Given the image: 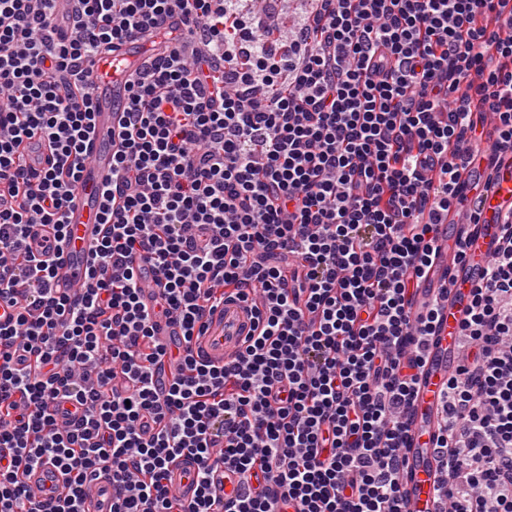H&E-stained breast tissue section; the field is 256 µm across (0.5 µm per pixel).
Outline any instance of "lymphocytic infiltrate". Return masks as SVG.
Here are the masks:
<instances>
[{"label":"lymphocytic infiltrate","instance_id":"f902f5d3","mask_svg":"<svg viewBox=\"0 0 512 512\" xmlns=\"http://www.w3.org/2000/svg\"><path fill=\"white\" fill-rule=\"evenodd\" d=\"M239 2L0 0V512H85L99 476L112 512H402L439 315L413 313L412 286L480 189L468 167L512 152V0H309L277 50V18ZM134 38L155 49L128 80L86 281L62 292L32 228L65 242L88 66ZM497 221L438 396L437 512H512V208ZM227 300L256 326L217 365L193 340ZM46 461L69 491L35 502ZM220 468L239 477L223 500ZM190 468L191 466L185 463H178L171 468L170 490L184 502H190L195 496L196 485L186 473V470Z\"/></svg>","mask_w":512,"mask_h":512}]
</instances>
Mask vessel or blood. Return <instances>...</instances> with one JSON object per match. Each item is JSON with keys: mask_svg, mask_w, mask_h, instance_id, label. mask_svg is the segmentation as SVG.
I'll return each mask as SVG.
<instances>
[{"mask_svg": "<svg viewBox=\"0 0 512 512\" xmlns=\"http://www.w3.org/2000/svg\"><path fill=\"white\" fill-rule=\"evenodd\" d=\"M140 65L141 56L123 46L119 55L104 53L93 61L90 70L94 83V134L87 144L88 164L83 170L73 199L66 212L69 233L57 270L55 285L74 288L86 278L91 247L99 236V216L103 199L101 185L112 172V139L118 129L122 104L126 96V71L114 65L115 57ZM472 179L482 181L479 205L483 223L467 231L466 259L456 262L457 240L449 235L447 225H440L438 253L419 281L416 305H423L447 288L448 296L441 303L440 321L433 338L427 363L421 377L415 410L411 417L404 480V512H431L434 495L435 463L431 435L435 430V399L456 363L458 327L465 318L468 293L480 280L486 261L494 248L498 226L494 215L512 206V163L503 162L497 175L486 177L479 169L470 170ZM250 304L228 301L217 307L210 317L209 328L201 336L196 350L205 359L224 363L242 346L254 327ZM171 492L188 502L195 496L196 486L187 473L186 464L173 466L169 482ZM28 490L38 500L46 501L64 491L63 477L52 465L44 464L32 471L27 479ZM87 505L90 512H112V485L103 477L89 485Z\"/></svg>", "mask_w": 512, "mask_h": 512, "instance_id": "obj_1", "label": "vessel or blood"}]
</instances>
